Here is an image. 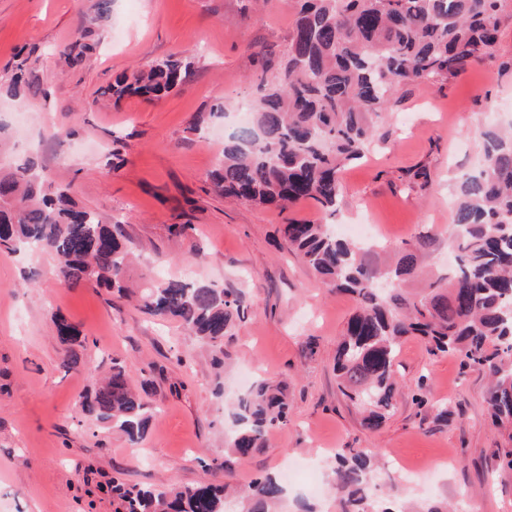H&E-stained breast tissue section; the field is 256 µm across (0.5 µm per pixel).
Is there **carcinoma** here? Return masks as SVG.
Segmentation results:
<instances>
[{"label":"carcinoma","instance_id":"cac0c4a2","mask_svg":"<svg viewBox=\"0 0 512 512\" xmlns=\"http://www.w3.org/2000/svg\"><path fill=\"white\" fill-rule=\"evenodd\" d=\"M506 0H299L296 25L281 77L262 85L251 104L252 123L224 142L208 174L227 197L281 209L311 199L328 216L336 212L337 174L367 151L375 118L394 92L411 83H443L493 56ZM112 0H97L79 37L62 53L69 70L83 66L96 48L95 34ZM191 63L171 55L147 70L115 78L102 91L114 103L131 95L159 99L183 81ZM40 87L29 58L17 60L5 93L18 103ZM485 163L462 175L454 212L459 254L430 292L410 299L384 281L417 274L414 255L388 271L371 267L362 248L321 222H290L282 232L303 262L331 292L353 297L357 307L336 351L343 393L365 409L364 427L378 429L393 407V363L402 338H422L431 354H455L490 379L486 403L492 423L512 428V133H487ZM28 247L60 259L69 285L126 289L130 253L111 225L74 200L70 186L54 184L31 157L0 169V250ZM141 308L172 319L213 349L223 364V341L233 319L245 313L243 295L212 283L167 279L143 289ZM62 343L80 342L76 326L56 322ZM81 410L136 443L154 408L134 390L126 366L81 396ZM284 387L260 382L234 413L229 454L246 459L266 448L267 436L289 422ZM373 451L336 453L332 469L339 512H410L381 507L370 493ZM117 512H227L225 485L180 489L144 487L112 479ZM286 489L274 474L254 479L235 512H272Z\"/></svg>","mask_w":512,"mask_h":512}]
</instances>
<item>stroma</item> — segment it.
<instances>
[{"label":"stroma","instance_id":"1","mask_svg":"<svg viewBox=\"0 0 512 512\" xmlns=\"http://www.w3.org/2000/svg\"><path fill=\"white\" fill-rule=\"evenodd\" d=\"M94 0H0V77L21 50L43 95L25 105L0 97L10 133L0 164L30 154L76 201L119 224L135 259L133 289L161 277L213 283L242 294L247 309L224 338V367L210 348L170 319L145 314L136 296L57 275L58 259L0 251V512H115L102 484L119 477L145 487L229 483L244 491L252 478L290 464L315 472L318 489L290 485L278 512H336L331 466L337 450L371 448L398 457L410 479L378 473L373 494L420 505L466 504L468 512H512V471L498 449L512 443L494 430L485 403L488 379L453 354L431 355L424 341H402L394 408L377 431L340 392L333 371L336 343L355 310L332 293L288 247L282 224L324 221L310 199L281 210L214 193L207 173L224 142L242 127L239 108L256 99L259 79L277 80L288 55L295 0H112L101 44L82 69L62 72L59 57L78 35ZM191 63L174 93L120 103L100 91L123 72L171 55ZM512 0L492 58L447 84L397 89L375 122L372 148L340 174L335 224L371 220L378 229L369 256L394 263L423 236L421 276L406 284L426 292L428 272L447 269L462 173L479 169L484 134L512 125ZM224 113L214 116V106ZM71 129L59 140L58 127ZM425 167L427 181L410 177ZM188 225L176 236L172 225ZM77 326L80 363L66 369L54 317ZM121 361L141 395L156 407L138 443L83 414L77 401L100 372ZM285 384L287 427L267 448L221 470L224 436L240 397L262 380ZM426 383L429 402L413 396ZM448 408V424L435 421Z\"/></svg>","mask_w":512,"mask_h":512}]
</instances>
